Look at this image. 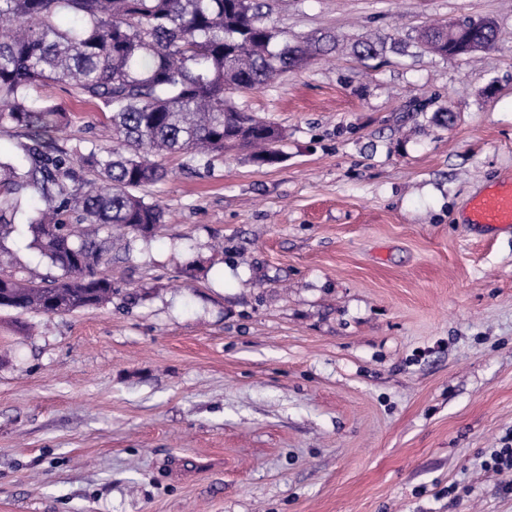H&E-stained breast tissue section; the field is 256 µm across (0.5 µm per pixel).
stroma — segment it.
Wrapping results in <instances>:
<instances>
[{
  "label": "stroma",
  "instance_id": "35a3bbf8",
  "mask_svg": "<svg viewBox=\"0 0 512 512\" xmlns=\"http://www.w3.org/2000/svg\"><path fill=\"white\" fill-rule=\"evenodd\" d=\"M263 2L323 41L235 98L279 161L166 158L141 193L172 221L113 237L109 302L0 309V512H512L482 466L512 435V229L461 221L512 175V0ZM482 18L475 55L413 42ZM4 245L0 277L54 275L23 225Z\"/></svg>",
  "mask_w": 512,
  "mask_h": 512
}]
</instances>
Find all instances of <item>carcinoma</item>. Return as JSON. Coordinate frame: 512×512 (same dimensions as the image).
I'll use <instances>...</instances> for the list:
<instances>
[{
  "mask_svg": "<svg viewBox=\"0 0 512 512\" xmlns=\"http://www.w3.org/2000/svg\"><path fill=\"white\" fill-rule=\"evenodd\" d=\"M260 0H0V126L24 130L12 158L0 154V236L29 225L32 243L60 278L47 285L0 278V308L73 312L112 299L99 268L117 226L151 236L166 212L139 193L164 179L162 159L256 147L279 155L281 133L239 109L232 95L253 91L320 53L288 42L265 21ZM434 54L454 55L448 28L416 36ZM53 82L77 102L109 114L105 145L53 147L71 126L53 101L30 90Z\"/></svg>",
  "mask_w": 512,
  "mask_h": 512,
  "instance_id": "cac0c4a2",
  "label": "carcinoma"
}]
</instances>
